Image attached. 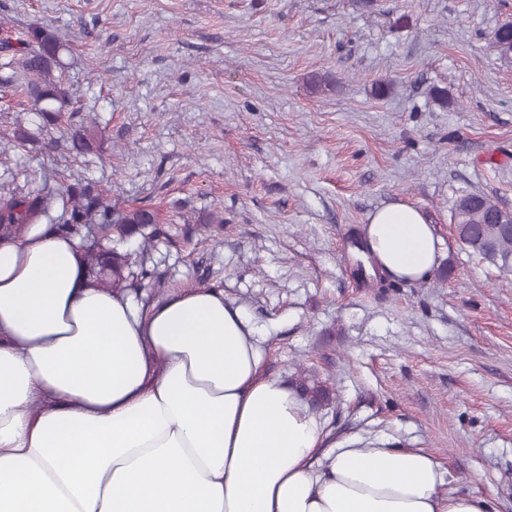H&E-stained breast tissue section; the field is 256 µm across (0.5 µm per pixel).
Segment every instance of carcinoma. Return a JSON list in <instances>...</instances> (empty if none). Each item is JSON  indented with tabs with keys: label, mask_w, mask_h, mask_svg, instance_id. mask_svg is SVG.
Masks as SVG:
<instances>
[{
	"label": "carcinoma",
	"mask_w": 512,
	"mask_h": 512,
	"mask_svg": "<svg viewBox=\"0 0 512 512\" xmlns=\"http://www.w3.org/2000/svg\"><path fill=\"white\" fill-rule=\"evenodd\" d=\"M492 44L505 55L512 53L511 23L494 32ZM60 50L55 34L46 27H37L23 41L19 57L0 65L1 70L11 69L7 75L0 74V84L14 87L48 123L56 120V113L68 100L66 88L55 75ZM89 147L90 137L85 127L71 132L72 153L80 155ZM59 201L63 212L57 223L74 234L83 235L91 273L105 285H134L137 276L131 271L129 258L108 249L103 232L110 227L121 236H130L149 224H156L158 214L151 208L112 213L102 205L100 194L93 193L89 187L76 190L61 183L54 188L46 184L33 197H0V231L19 234L23 226L49 214ZM511 222L512 215L486 195L465 194L455 203L453 223L459 240L508 275L512 274V230L506 225ZM301 388L313 402L329 399L327 389L319 382L310 385L304 382Z\"/></svg>",
	"instance_id": "1"
}]
</instances>
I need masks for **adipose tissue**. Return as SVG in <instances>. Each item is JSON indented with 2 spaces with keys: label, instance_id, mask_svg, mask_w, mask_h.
<instances>
[{
  "label": "adipose tissue",
  "instance_id": "adipose-tissue-1",
  "mask_svg": "<svg viewBox=\"0 0 512 512\" xmlns=\"http://www.w3.org/2000/svg\"><path fill=\"white\" fill-rule=\"evenodd\" d=\"M361 238L393 282L430 279L444 251L405 203ZM262 360L223 289L144 309L98 284L75 234L39 221L0 238V512H492L443 492L421 449H324Z\"/></svg>",
  "mask_w": 512,
  "mask_h": 512
}]
</instances>
